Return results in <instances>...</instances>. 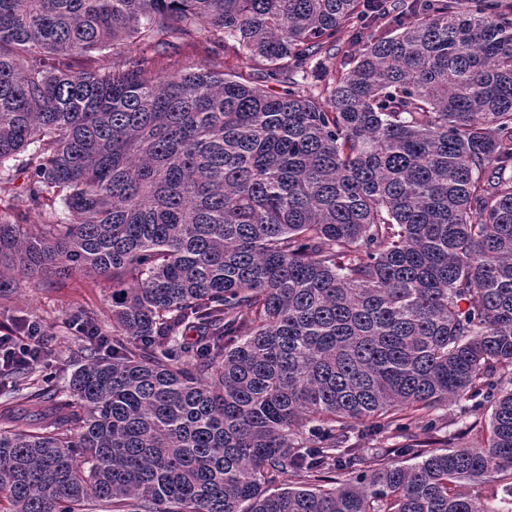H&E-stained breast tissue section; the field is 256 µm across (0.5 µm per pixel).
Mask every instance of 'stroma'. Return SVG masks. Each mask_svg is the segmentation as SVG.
Masks as SVG:
<instances>
[{"label": "stroma", "instance_id": "stroma-1", "mask_svg": "<svg viewBox=\"0 0 512 512\" xmlns=\"http://www.w3.org/2000/svg\"><path fill=\"white\" fill-rule=\"evenodd\" d=\"M112 283L110 280L75 272L52 276L37 288H20L0 296V326H11L38 320L46 331L51 352L38 369L39 382L54 386L58 395H65L71 373L78 367L84 346L72 320L83 313H93L98 330L112 333ZM471 399L449 404L439 420L440 439L451 445L479 442L487 433L488 412L471 413Z\"/></svg>", "mask_w": 512, "mask_h": 512}]
</instances>
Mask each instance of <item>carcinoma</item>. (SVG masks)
<instances>
[{
	"label": "carcinoma",
	"mask_w": 512,
	"mask_h": 512,
	"mask_svg": "<svg viewBox=\"0 0 512 512\" xmlns=\"http://www.w3.org/2000/svg\"><path fill=\"white\" fill-rule=\"evenodd\" d=\"M200 37L281 89L120 51ZM17 170L0 295L108 279L112 344L14 400L6 512H512V0H0ZM474 401L466 397L459 403L448 404V408L437 412L443 415L438 425L441 429L438 438L442 441L432 445V448L442 447L443 440L447 438L450 439L451 446L477 443L487 434L490 411L484 407L479 411V415L470 413Z\"/></svg>",
	"instance_id": "cac0c4a2"
}]
</instances>
